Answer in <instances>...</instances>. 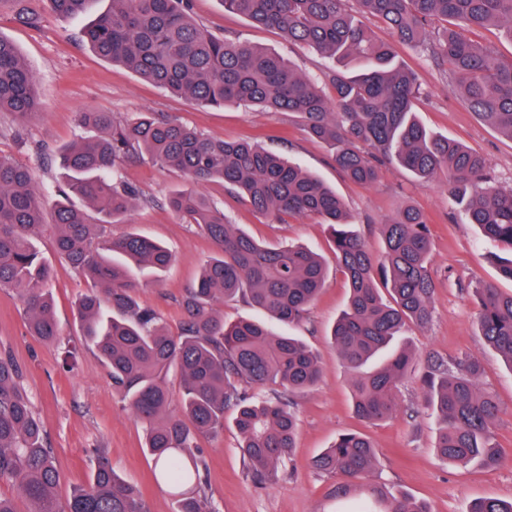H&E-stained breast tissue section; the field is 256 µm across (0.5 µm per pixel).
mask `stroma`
Wrapping results in <instances>:
<instances>
[{"instance_id": "obj_1", "label": "stroma", "mask_w": 512, "mask_h": 512, "mask_svg": "<svg viewBox=\"0 0 512 512\" xmlns=\"http://www.w3.org/2000/svg\"><path fill=\"white\" fill-rule=\"evenodd\" d=\"M19 6V0H0V36L12 41L23 55L35 77L42 109L23 122L0 112V152L31 168L45 195H53L62 181L57 152L83 134L76 125V113L92 110L128 119L141 112H156L215 138H259L266 148L299 162L344 199L354 230L372 251L381 246L379 224L404 207L415 206L428 218L435 283L433 319L427 327H410L404 336L415 354V370L398 387L397 415L371 425L353 416L351 380L327 337L348 300V286L332 253L327 225L317 217L273 223L227 193L222 184L200 185V192L223 208L231 223L254 238L304 246L325 257L329 268L306 319L290 329L318 353L323 373L315 388L294 399L298 434L277 483L264 486L247 476L238 448L240 438L232 423H225L223 434L198 439L206 490L215 512H353L354 501L333 496L335 476L318 473L311 466L312 459L339 434L350 431L364 433L374 444L381 461L379 481L424 502L430 512H469L479 499H511L512 369L478 336L471 292L481 282L494 283L506 293L512 291V281L499 274L501 259L512 252L451 214L443 176L422 180L386 165L375 185H354L337 170L329 146L312 140L295 115L234 105L201 108L78 44L76 36L84 18L48 16L40 27L30 28L16 21ZM192 14L217 34H230L289 58L314 80H323L334 66L329 58L288 45L275 30L226 12L222 0H192ZM395 50L398 61L415 73L420 85V120L434 134L460 140L482 154L491 182L512 188V140L478 122L464 103L449 93L446 67L435 65L418 48L399 43ZM121 172L127 182L142 190L148 202L132 212L130 225L116 224L112 231L120 234L131 227L172 250L174 261L168 269L138 275V298L160 313L171 331H178L181 297L212 254V246L198 226L182 221L165 203L171 191L184 186L180 174L144 158L125 161ZM35 244L54 267L51 289L62 344L49 347L29 336L21 303L11 291L0 289V349L10 350L22 367L24 388L54 450L61 476L59 497H67L72 486L88 481L89 452L98 448L107 453L125 480L140 488L148 512H174V501L167 487L156 481L155 464L143 450L140 422L113 391L106 369L85 345L74 302L90 288V281L56 255L51 232H43ZM66 347L78 351L77 362L69 371L60 366ZM466 355L481 361L480 384L499 408L493 432L502 462L493 468L443 463L433 450L435 416L415 411L428 367Z\"/></svg>"}]
</instances>
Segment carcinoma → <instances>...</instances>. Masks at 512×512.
<instances>
[{
    "label": "carcinoma",
    "mask_w": 512,
    "mask_h": 512,
    "mask_svg": "<svg viewBox=\"0 0 512 512\" xmlns=\"http://www.w3.org/2000/svg\"><path fill=\"white\" fill-rule=\"evenodd\" d=\"M43 2L58 17L74 18L89 0ZM222 2L225 11L279 32L293 46L338 62L354 60L364 71L348 76L331 70L325 81L330 95L285 58L209 32L194 20L191 0H112L110 10L80 30V41L198 106L235 103L296 115L310 137L332 146L336 168L354 184H375L384 163L421 179L441 173L448 199L466 223L512 250V189L489 184L479 153L434 136L418 120L421 92L414 74L398 63L392 44L373 38L364 24L375 18L399 41L448 66L450 92L512 139V59L462 35L496 24L512 38V0H355L356 15L349 0ZM16 21L36 28L41 13L23 5ZM38 110L31 72L15 44L0 35V112L25 120ZM75 121L92 135L62 148L65 181L51 204L28 167L0 154V289L11 290L23 306L30 335L56 346L61 332L50 288L54 269L36 248V237L51 230L57 255L96 284L75 301L82 336L144 425V448L171 490L175 512H212L197 438L222 432L229 409L248 474L260 484L274 483L297 434L289 398L311 390L322 375L318 354L299 337L276 334L250 318L227 323L214 303L242 297L273 320L298 324L322 290L327 266L303 247L254 239L205 195L176 190L168 205L199 225L216 252L182 296L181 330L171 334L153 309L137 301L134 274L166 269L172 251L136 231H109L129 223L144 199L120 176L126 159L146 156L194 184L220 182L272 221L323 219L349 284L330 341L352 377L353 412L368 423L398 413L396 390L413 360L399 340L409 325L425 326L432 316L430 227L420 209L408 206L380 225L382 250L375 256L347 229L345 204L335 191L252 137L215 139L153 112L118 121L110 112L84 111ZM74 196L84 206H76ZM472 296L479 336L512 368V292L484 284ZM172 372L180 378L175 413L169 411ZM481 373V363L465 357L439 365L424 381L422 409L438 419L434 448L452 465L488 468L501 460L492 436L498 407L479 388ZM21 376L14 357L0 351V483L12 488L11 495L0 494V512H20V500L25 512H145L139 489L99 449L88 481L64 500L57 496L53 450ZM313 466L338 478L336 497L361 496L356 512H430L378 482L380 461L362 433L339 435ZM470 512H512V499H482Z\"/></svg>",
    "instance_id": "obj_1"
}]
</instances>
